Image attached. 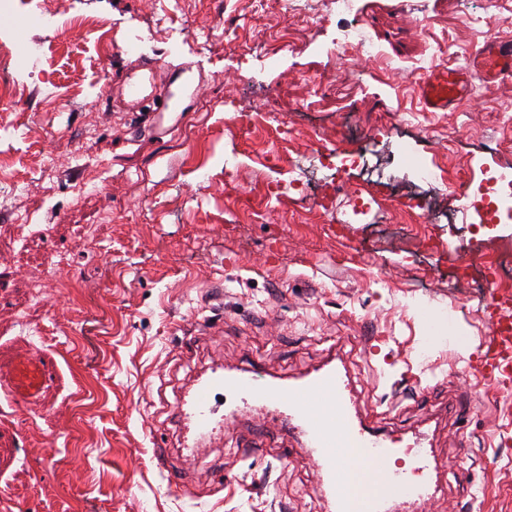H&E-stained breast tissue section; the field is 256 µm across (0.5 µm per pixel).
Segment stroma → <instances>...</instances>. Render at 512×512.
<instances>
[{
    "label": "stroma",
    "mask_w": 512,
    "mask_h": 512,
    "mask_svg": "<svg viewBox=\"0 0 512 512\" xmlns=\"http://www.w3.org/2000/svg\"><path fill=\"white\" fill-rule=\"evenodd\" d=\"M497 2L476 19L475 0H421L415 11L356 0L375 50L360 84L329 56L349 27L339 15L262 23L245 0H224L235 34L202 50L188 29L208 18L210 0H75V13L111 29L105 59L100 32L70 28L69 15L62 54L53 32L0 16V38L48 54L33 74L0 73L25 85L16 103L0 104V262L20 271L0 283V386L17 384L26 352L52 371L27 410L0 395V512H327L301 437L268 427L262 411L233 419L223 403V439L182 447L176 407L219 356L225 369L289 382L346 368L363 421L424 435L441 461L426 512H512V388L474 373L491 328L486 301L444 275L449 250L477 251L489 230L453 225L443 196L415 220L443 244L439 255L418 259L403 238L374 233L402 192L418 190L416 164L439 159L460 192L483 168H512V78L475 81L455 108L433 111L418 96L422 75H403L434 54L441 66L470 67L486 42L512 34V0ZM283 27L298 48L277 44L262 61L235 48V36L266 42ZM141 58L172 72L180 99L170 133L133 136L126 112L90 125L106 89L98 70L112 76ZM239 71L255 78L248 93L224 82ZM312 71L325 75L323 97L307 111ZM48 84L61 100L45 98ZM270 94L296 144L323 131L339 147L356 133L367 163L345 178L340 231L265 195L262 157L279 145L266 133L271 119L261 118L251 149L228 132L235 108ZM370 181L385 192L353 213L349 194ZM60 253L73 260L72 280L31 301L30 278L50 273ZM446 316L477 340L469 357L433 341ZM408 370L417 386L400 385Z\"/></svg>",
    "instance_id": "1"
}]
</instances>
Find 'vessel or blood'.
Wrapping results in <instances>:
<instances>
[{
    "label": "vessel or blood",
    "mask_w": 512,
    "mask_h": 512,
    "mask_svg": "<svg viewBox=\"0 0 512 512\" xmlns=\"http://www.w3.org/2000/svg\"><path fill=\"white\" fill-rule=\"evenodd\" d=\"M487 81L512 76V38H502L480 48L471 69H443L434 72L418 88L424 105L445 110L470 93L473 76ZM171 98H164L155 110L142 114L138 131L160 138L168 134L160 116L170 109ZM504 299L491 297L487 312L495 325L485 343L479 373L502 386L512 385V320L501 322ZM229 390L238 394L244 406L258 403L274 407L300 430L321 476V483L332 492L333 512H424L431 499V482L436 466L430 453L420 444L402 446L391 435L365 424L355 413L352 388L345 370L330 367L317 371L294 385L265 381L252 370L217 373L198 383L189 407L181 409L184 439L199 442L217 431L213 398ZM358 446L366 451V466L383 470L390 489L363 498L342 492L346 468L344 449ZM405 453L411 460L406 469L389 468L391 457Z\"/></svg>",
    "instance_id": "obj_1"
}]
</instances>
